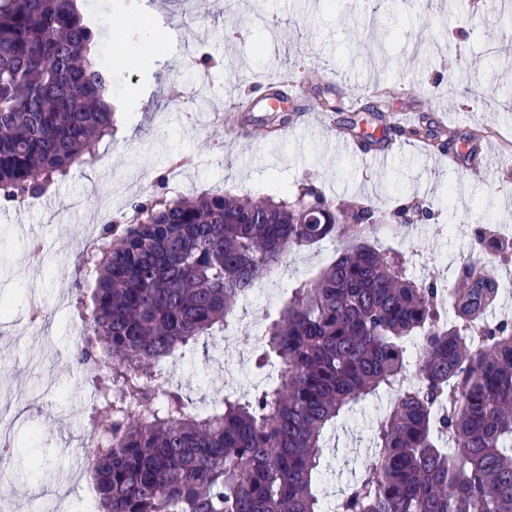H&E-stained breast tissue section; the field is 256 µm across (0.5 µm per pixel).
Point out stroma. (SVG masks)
Instances as JSON below:
<instances>
[{"label": "stroma", "mask_w": 512, "mask_h": 512, "mask_svg": "<svg viewBox=\"0 0 512 512\" xmlns=\"http://www.w3.org/2000/svg\"><path fill=\"white\" fill-rule=\"evenodd\" d=\"M161 40L151 56L122 57L117 82L133 95L131 110L117 113V131L101 141L99 161L75 170L32 207L0 204V297L11 303L0 319V407L18 410L20 422L12 453L36 455L41 467L15 482L7 497L14 512H29L33 499L65 503V512H88V476L72 473L86 424L85 385L72 357L70 329L78 315L70 304L72 274L63 262L75 255L90 211L69 210L76 197L111 194L126 203L153 185L158 175L178 171L179 195L221 188L261 198L296 191L304 183L326 197L368 199L391 211L419 202L430 220L383 224L374 237L379 247L413 254L411 271L419 279L445 286L461 265L484 260L496 241L494 268L500 285L489 322L512 319V7L505 0H482L478 14L459 0H195L180 10L176 0H137ZM459 66L484 92L469 99L463 86H449L448 69ZM317 69L343 98L370 103L376 86L411 89L419 105L406 109L408 123L436 134L456 131L461 156L480 145L489 151L481 177L465 164H433L423 143L396 138L403 151L385 167L374 159L326 148L337 129L359 126L373 132L385 117L359 122L355 112L322 113L307 127L288 123L282 136L262 133L270 113L251 114L253 131L221 125L216 115L238 96L262 99L265 86L285 72ZM181 108H173L171 96ZM338 245L327 241L293 252L276 275L270 305L243 299L232 334L259 335L288 288L327 264ZM38 298L52 324L48 336L24 333L30 298ZM222 340L202 339L178 361L174 386L196 407L212 402L224 382ZM42 392L39 406L19 405L22 393ZM387 394L345 414L326 439L325 474L315 484L321 499L342 497L350 484L368 474L366 453L381 419ZM55 417H48L47 409Z\"/></svg>", "instance_id": "stroma-1"}]
</instances>
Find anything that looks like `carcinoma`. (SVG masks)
<instances>
[{"mask_svg":"<svg viewBox=\"0 0 512 512\" xmlns=\"http://www.w3.org/2000/svg\"><path fill=\"white\" fill-rule=\"evenodd\" d=\"M97 36L78 0H0L1 203L93 165L112 136ZM127 210L79 264L93 291L74 359L107 362L87 410L110 437L87 467L95 512H324L326 432L382 391L394 398L373 474L336 512H512V322H482L498 285L471 274L449 288L448 322L406 253L373 241L380 212L311 187L261 200L151 189ZM328 240L336 256L288 289L252 346L277 378L204 412L179 388L151 392L167 362L230 328L288 252Z\"/></svg>","mask_w":512,"mask_h":512,"instance_id":"cac0c4a2","label":"carcinoma"}]
</instances>
